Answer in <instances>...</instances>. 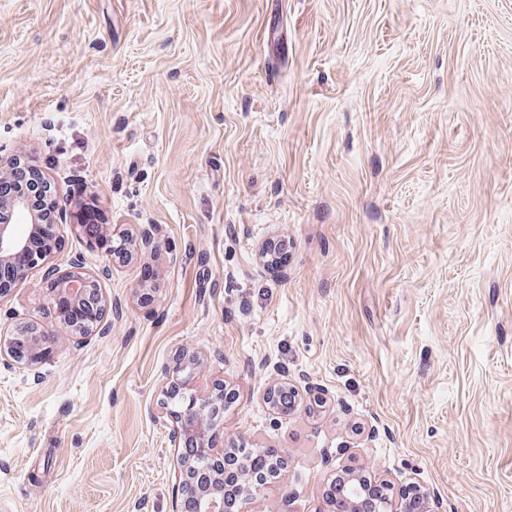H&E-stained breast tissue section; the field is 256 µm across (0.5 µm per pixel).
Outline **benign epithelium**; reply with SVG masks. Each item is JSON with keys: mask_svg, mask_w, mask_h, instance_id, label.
Segmentation results:
<instances>
[{"mask_svg": "<svg viewBox=\"0 0 512 512\" xmlns=\"http://www.w3.org/2000/svg\"><path fill=\"white\" fill-rule=\"evenodd\" d=\"M24 217L26 230H18L16 219ZM45 215L36 213L28 203L27 196L21 193L7 198L0 197V267L14 268L15 283L26 280L33 271L42 272V281L50 296L57 298L59 306L54 312L55 319L73 328L75 320L70 311L93 305L97 308V325H102L107 300L98 280L85 272L63 273L55 263L58 245L45 241L36 247L34 243L41 236ZM50 332L43 325H23L0 340V361L20 365H35L43 357L46 339ZM200 364V356L194 351H186L183 358L169 368L165 377L166 392L169 397L188 396V404L180 412L174 413L176 428L174 442L181 444L192 441L200 450V458L192 460L179 456L182 482L179 494L195 496L198 512H232L237 500L229 497L224 490L221 475H211L207 481L198 480L204 470L214 468L223 462L224 452L213 442L214 426L224 410V393L219 392L207 399L198 400L187 395L195 380V370ZM363 481H343L341 495L348 501L346 512H362L368 499L364 497Z\"/></svg>", "mask_w": 512, "mask_h": 512, "instance_id": "benign-epithelium-1", "label": "benign epithelium"}]
</instances>
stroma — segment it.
Returning <instances> with one entry per match:
<instances>
[{
	"label": "stroma",
	"instance_id": "35a3bbf8",
	"mask_svg": "<svg viewBox=\"0 0 512 512\" xmlns=\"http://www.w3.org/2000/svg\"><path fill=\"white\" fill-rule=\"evenodd\" d=\"M1 156L50 179L55 261L111 309L76 339L40 273L0 300L55 336L0 362V512H180L189 349L234 394L218 446L285 461L242 512H327L346 472L512 512V0H0Z\"/></svg>",
	"mask_w": 512,
	"mask_h": 512
}]
</instances>
